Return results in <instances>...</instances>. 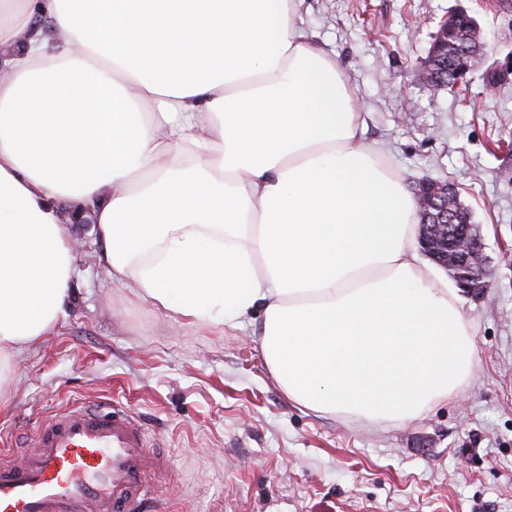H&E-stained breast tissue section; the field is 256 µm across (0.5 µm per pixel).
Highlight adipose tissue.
<instances>
[{"label": "adipose tissue", "mask_w": 512, "mask_h": 512, "mask_svg": "<svg viewBox=\"0 0 512 512\" xmlns=\"http://www.w3.org/2000/svg\"><path fill=\"white\" fill-rule=\"evenodd\" d=\"M295 2L0 0V384L72 302L64 201L140 300L220 331L258 315L306 409L403 424L471 375L415 200Z\"/></svg>", "instance_id": "adipose-tissue-1"}]
</instances>
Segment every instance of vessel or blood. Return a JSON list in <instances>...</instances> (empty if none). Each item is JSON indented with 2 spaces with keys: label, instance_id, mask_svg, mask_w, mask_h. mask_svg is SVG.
Here are the masks:
<instances>
[{
  "label": "vessel or blood",
  "instance_id": "1",
  "mask_svg": "<svg viewBox=\"0 0 512 512\" xmlns=\"http://www.w3.org/2000/svg\"><path fill=\"white\" fill-rule=\"evenodd\" d=\"M128 406H82L48 418L17 464L0 465V512H155L167 468Z\"/></svg>",
  "mask_w": 512,
  "mask_h": 512
}]
</instances>
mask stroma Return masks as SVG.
Listing matches in <instances>:
<instances>
[{
  "instance_id": "stroma-1",
  "label": "stroma",
  "mask_w": 512,
  "mask_h": 512,
  "mask_svg": "<svg viewBox=\"0 0 512 512\" xmlns=\"http://www.w3.org/2000/svg\"><path fill=\"white\" fill-rule=\"evenodd\" d=\"M297 23L344 73L367 145L412 185L457 184L489 258L461 295L477 343L471 376L401 425L320 416L288 399L252 330L192 324L113 286L93 225H71L74 304L17 357L0 397V463L42 418L128 405L170 467L169 512H512V0H297ZM474 16L487 44L466 89L418 79L439 25ZM499 72L496 87L487 76Z\"/></svg>"
}]
</instances>
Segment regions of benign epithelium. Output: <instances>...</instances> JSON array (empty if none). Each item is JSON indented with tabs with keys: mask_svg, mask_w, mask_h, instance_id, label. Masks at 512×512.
Wrapping results in <instances>:
<instances>
[{
	"mask_svg": "<svg viewBox=\"0 0 512 512\" xmlns=\"http://www.w3.org/2000/svg\"><path fill=\"white\" fill-rule=\"evenodd\" d=\"M468 19L464 10L448 16L434 34L427 59L420 69V80L437 86V65L448 52V29ZM413 195L420 218L419 242L437 265L452 277L456 287L468 294H478L487 287V257L475 225L454 200L455 188L446 182L425 180L415 185Z\"/></svg>",
	"mask_w": 512,
	"mask_h": 512,
	"instance_id": "obj_1",
	"label": "benign epithelium"
}]
</instances>
